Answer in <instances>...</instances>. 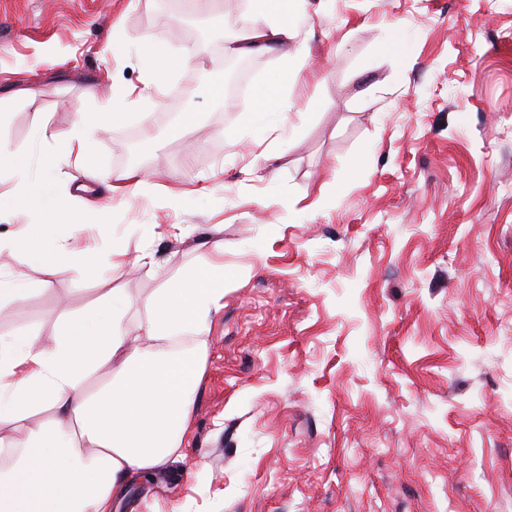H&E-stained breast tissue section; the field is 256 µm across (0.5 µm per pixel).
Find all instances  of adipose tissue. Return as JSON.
<instances>
[{"mask_svg": "<svg viewBox=\"0 0 512 512\" xmlns=\"http://www.w3.org/2000/svg\"><path fill=\"white\" fill-rule=\"evenodd\" d=\"M305 0H251V14L225 41L227 57L271 53L294 40V20ZM195 49L177 53L145 47L140 88L123 86L100 111L81 114L55 133L38 157L0 140V170L12 181L0 194V211L25 212L24 233L0 232V251H21L45 276L75 269L97 272L92 252L73 249L87 225L68 219L55 172L58 146L75 150L90 166L97 133L163 92L188 66ZM254 136L270 119L287 122L281 83L265 87L245 107ZM224 301V265L185 269L143 303L138 335L123 325L127 297L118 290L81 312L58 318L54 335L0 336V453L14 463L0 470V512H112L130 483L166 466L186 433L196 389L205 371L206 336ZM189 337L192 348L175 353L171 343ZM107 381L88 392L90 375Z\"/></svg>", "mask_w": 512, "mask_h": 512, "instance_id": "ef3b65f1", "label": "adipose tissue"}]
</instances>
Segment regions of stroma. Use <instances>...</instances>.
I'll return each instance as SVG.
<instances>
[{
	"instance_id": "obj_1",
	"label": "stroma",
	"mask_w": 512,
	"mask_h": 512,
	"mask_svg": "<svg viewBox=\"0 0 512 512\" xmlns=\"http://www.w3.org/2000/svg\"><path fill=\"white\" fill-rule=\"evenodd\" d=\"M251 9L224 0H0V138L38 153L48 133L139 84L143 43L195 61L160 110L100 131L91 171L62 157L72 207L104 209L74 246L124 263L66 270L0 307V336H50L119 288L137 334L143 299L214 255L223 225L224 306L207 338L190 430L168 465L112 512H512V0H308V51L288 89L296 130L245 153V101L287 68L251 55L245 91L212 33ZM400 29L399 54L383 51ZM29 88L20 99L11 91ZM274 178L243 180L240 169ZM156 187L120 201L132 167ZM181 194L171 203L170 194ZM165 224L192 228L163 234ZM163 263L134 269L144 245Z\"/></svg>"
}]
</instances>
